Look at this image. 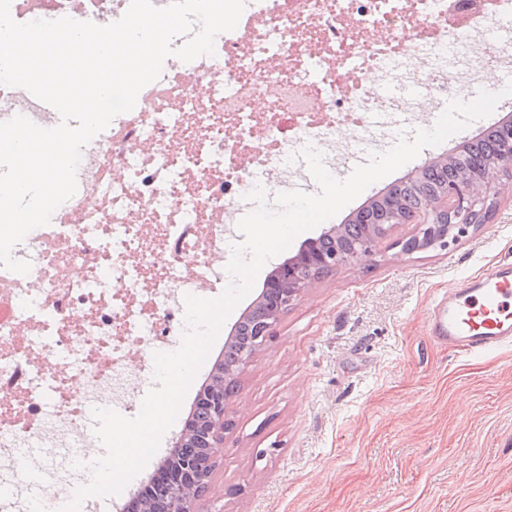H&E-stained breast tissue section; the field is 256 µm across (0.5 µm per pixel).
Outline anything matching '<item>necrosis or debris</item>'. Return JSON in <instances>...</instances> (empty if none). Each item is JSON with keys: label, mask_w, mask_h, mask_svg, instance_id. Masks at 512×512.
Wrapping results in <instances>:
<instances>
[{"label": "necrosis or debris", "mask_w": 512, "mask_h": 512, "mask_svg": "<svg viewBox=\"0 0 512 512\" xmlns=\"http://www.w3.org/2000/svg\"><path fill=\"white\" fill-rule=\"evenodd\" d=\"M127 2L12 0L10 12L92 21ZM253 10V22L217 36L214 54L163 70L113 118L89 160V191L32 241L27 277L0 270V378L30 369L21 398L0 401V453L14 472L48 432L78 431L90 403L124 398L127 340L139 337L141 363L152 361L179 312L175 292L221 279L222 220L244 194L298 174L305 146L345 156L421 111L381 87L455 98L512 62V0H254ZM30 320L45 339L37 365L15 340Z\"/></svg>", "instance_id": "4bbe7bcc"}]
</instances>
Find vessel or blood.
Instances as JSON below:
<instances>
[{"instance_id":"vessel-or-blood-1","label":"vessel or blood","mask_w":512,"mask_h":512,"mask_svg":"<svg viewBox=\"0 0 512 512\" xmlns=\"http://www.w3.org/2000/svg\"><path fill=\"white\" fill-rule=\"evenodd\" d=\"M429 333L440 345L487 352L512 342V264L470 278L441 298L430 314Z\"/></svg>"}]
</instances>
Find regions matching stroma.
I'll use <instances>...</instances> for the list:
<instances>
[{
	"mask_svg": "<svg viewBox=\"0 0 512 512\" xmlns=\"http://www.w3.org/2000/svg\"><path fill=\"white\" fill-rule=\"evenodd\" d=\"M512 115V100L372 184L335 225L416 169ZM512 178L490 194L492 219L445 248L402 253L406 225L373 260L314 281L241 371L232 422L204 512H512V343L465 355L433 342L436 297L512 263ZM320 228L298 234L260 269L198 370L153 462L94 512H121L167 456L225 342L275 266Z\"/></svg>",
	"mask_w": 512,
	"mask_h": 512,
	"instance_id": "35a3bbf8",
	"label": "stroma"
}]
</instances>
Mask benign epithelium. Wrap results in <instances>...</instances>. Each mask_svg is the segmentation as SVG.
Here are the masks:
<instances>
[{"mask_svg": "<svg viewBox=\"0 0 512 512\" xmlns=\"http://www.w3.org/2000/svg\"><path fill=\"white\" fill-rule=\"evenodd\" d=\"M493 182L484 176L476 182L462 179L443 187L428 203L410 215L399 214L390 206L383 207L379 223L367 227L365 235L355 242L345 243L337 251L326 253L319 248V240L309 239L298 252L275 267L268 276L264 290L249 314L252 336L232 362H224L219 381L205 385L198 400L210 407L207 424L194 432L183 431L170 454L175 456L178 477L169 483L164 493L168 512H199V504L209 489L211 464L224 448V434L229 430L228 405L233 395L224 393V383L237 381L241 369L247 365L274 336L281 315L299 300L312 280L305 275L309 269H336L372 260L382 238L402 224L414 225V233L402 244L408 254L456 241L471 227L469 216ZM193 439L207 449V459L187 452L177 454Z\"/></svg>", "mask_w": 512, "mask_h": 512, "instance_id": "1", "label": "benign epithelium"}]
</instances>
